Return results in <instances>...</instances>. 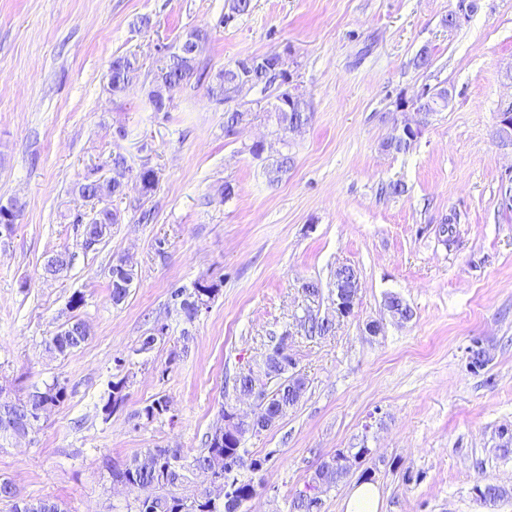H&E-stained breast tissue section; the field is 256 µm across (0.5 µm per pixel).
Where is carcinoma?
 <instances>
[{
    "label": "carcinoma",
    "mask_w": 512,
    "mask_h": 512,
    "mask_svg": "<svg viewBox=\"0 0 512 512\" xmlns=\"http://www.w3.org/2000/svg\"><path fill=\"white\" fill-rule=\"evenodd\" d=\"M252 8V0H229L228 11L224 13L222 22L229 25L237 17L248 13ZM185 38L168 49V52L158 60L152 72L151 88L147 92L149 104L156 112H164L170 101V93L189 82L197 71V57L184 53ZM279 56L275 52L251 57V65L237 71L231 77H225L221 69L213 76L208 86L209 97L220 96L218 104L224 106V131L231 133L248 116V110L240 102L242 89L240 86L249 84L258 88L266 100L264 111L274 115L276 132L286 137L293 126H304L311 120L312 113L306 101L293 98L290 82L275 81L272 72L278 70ZM137 68L135 62L127 56H118L110 64L109 90L114 96H124L132 88L133 78ZM136 179L143 182L142 196L152 195L157 187L158 175L152 168L143 167ZM79 194L89 200L103 196L118 198L123 195L124 188L110 177L105 178L91 172L76 184ZM112 274L121 276V281L133 284L135 266L127 257L118 258L111 266ZM221 284L215 281L202 280L195 284L193 291L175 288L171 291L174 306L183 314L186 321L191 323L200 311L199 302L208 294H217ZM358 289L348 283L335 289L336 305L345 310L354 307ZM384 306L392 316L400 320L412 317L411 308L403 300L389 294L384 300ZM305 335L309 337L325 336L332 330V322L307 316L302 323ZM90 335L88 325L76 318L70 319L66 325L48 341V350L65 355L81 347ZM263 377L277 379V386L271 392L261 389L260 378L253 371L236 379L238 386L244 388L260 387L258 396L263 416L270 424H275L283 418L288 409L298 404L305 393L303 378L288 374V366L282 364L277 352L267 355L264 361ZM127 388V378L122 377L112 383L104 411L108 414L119 408L125 400L124 391ZM65 397V388L60 383L45 386L30 392L26 399L18 401L13 413L35 423L41 412L60 403ZM222 427L227 429L226 436L230 442L222 448H214L205 443L203 450L189 459L180 448H152L147 456L153 458L154 466L144 468L141 458L133 457L123 463L112 460L105 462L106 468L112 474V481L124 485H149L155 489L151 506L143 509L138 505L137 512H237L235 499L224 498V487H235L236 499L253 497L256 486L251 479L241 478V470L247 468L253 472L262 467L261 461L245 458V449L239 447L240 438L249 434L242 424L232 421V407H221ZM370 454V449L360 448L356 452L339 450L321 461L305 487L323 484L311 495L297 493L292 501L293 512H322L324 501L322 496L336 485L350 471V460H360ZM196 471H210L217 475L218 480L214 489L197 488L191 494L180 493V488L191 483V475ZM0 501L11 503V512H64L58 502L49 498L24 499L19 497L15 486L7 481H0Z\"/></svg>",
    "instance_id": "carcinoma-1"
}]
</instances>
